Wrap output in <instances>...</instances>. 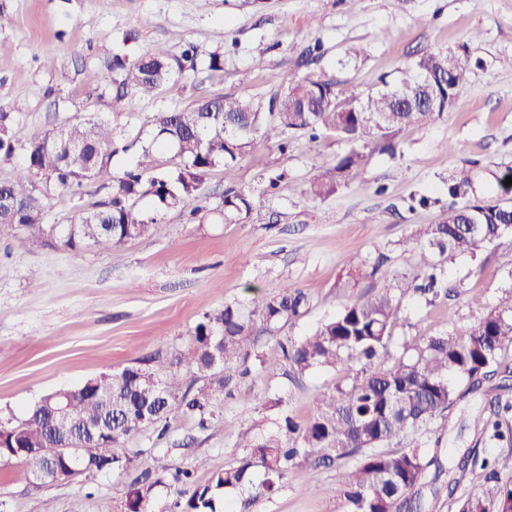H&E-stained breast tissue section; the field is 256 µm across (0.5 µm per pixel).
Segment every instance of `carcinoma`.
<instances>
[{
	"label": "carcinoma",
	"instance_id": "cac0c4a2",
	"mask_svg": "<svg viewBox=\"0 0 512 512\" xmlns=\"http://www.w3.org/2000/svg\"><path fill=\"white\" fill-rule=\"evenodd\" d=\"M466 53L465 44L448 55L425 53L394 85L342 100L336 96V83L322 74L272 95L265 106L215 95L189 109L158 112L140 141L136 163L113 178L107 199L62 226L44 222V200L58 189H81L129 146L93 114L41 135L29 136L18 125L0 137V157L8 159L18 151L25 156L21 171L0 182V233L22 230L40 241L59 235L66 247L80 251L159 235L165 229L160 214L172 208L186 211L192 222L201 223L216 211L224 222L237 223L265 207V194L226 191L220 206L211 209L204 193L209 172L241 160L259 139L279 141L284 152L285 135L298 131L312 140L332 134L348 144L336 165L314 168L309 179L313 195H331L357 178L369 145L392 152V133L457 106L467 84ZM110 69V107L121 112L130 96L149 95L195 70V50L189 47L177 56L157 45L130 65L114 57ZM424 75L442 80L440 104L433 112L421 104L427 94L421 85ZM159 153L168 155L163 168L156 158ZM470 184V171L460 168L459 180L448 185V205L441 207L438 222L421 224L415 231L427 283L401 281L362 296L284 349L288 363L301 375L341 368L352 372L351 381L320 394L317 414L307 423L283 413L274 428L245 444L249 458L213 471L185 502H176L179 512H220V494L227 489L244 488L258 500L275 492L297 463L345 458L353 463L340 473L343 512H434L423 488L438 480L443 464L438 452L425 448L423 435L435 424L447 426L452 409L486 382L492 383L494 395L489 414L474 418V431L481 439L512 443L507 419L512 402L503 398L512 391V365L502 360V352L512 347V292L464 336L441 333L405 342L399 355L393 342L400 297L410 291L438 296L437 272L446 254H472L481 244L512 234L503 210L485 201L459 203ZM144 199L151 208L141 205ZM308 308V295L288 286L252 305L228 302L204 314L175 355L137 359L120 376L115 371L99 375L97 398L84 385L73 390L77 424L70 429L58 427L52 415L56 394L41 398L23 420L0 427V459L18 458L28 473L40 474L39 481L53 482L51 462L26 456L20 449L52 448L67 433L80 441L88 459H106L113 471L122 473L133 463L125 439L146 427L143 414L151 415L153 425L165 424L178 413L206 428L220 416L218 402L224 391L251 372L249 361L259 358L260 336L275 334ZM142 373L163 380V398L137 381ZM84 422L110 423L112 434L84 435ZM454 470L458 477L448 481V500L458 512H512V478L502 477L496 464L479 461L469 451L455 460ZM162 484L164 475L158 471L142 472L127 493L126 512H152L153 490ZM463 485L469 493L456 495Z\"/></svg>",
	"mask_w": 512,
	"mask_h": 512
}]
</instances>
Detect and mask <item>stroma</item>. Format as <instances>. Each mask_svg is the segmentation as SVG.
<instances>
[{
	"mask_svg": "<svg viewBox=\"0 0 512 512\" xmlns=\"http://www.w3.org/2000/svg\"><path fill=\"white\" fill-rule=\"evenodd\" d=\"M9 24L0 28V113L6 126L23 123L40 134L87 114L112 122L126 143L145 136L158 112L192 107L216 94L267 102L308 75L323 73L337 93L368 94L396 81L419 54L467 44L470 67L457 108L419 127L393 134L395 155L367 148L356 180L314 197L307 177L333 166L347 145L330 136L300 134L280 152L260 142L238 164L217 166L204 191L218 205L225 190L265 193L266 211L237 224L211 215L189 223L180 209L165 212L164 235L131 239L108 249L74 251L62 242L0 234V423H17L43 396L73 390L88 379L156 354L181 350L204 314L225 303H248L284 286L303 289L308 313L262 339L259 362L221 404L223 419L208 430L171 416L166 433L146 428L126 441L133 471L84 474L37 484L16 459L0 460V512H124L137 472L158 465L185 468L195 483L239 465L244 437L271 429L279 417L264 398L285 394L296 421L308 422L319 395L351 377L343 369L297 374L282 347L364 294L403 280L423 279L412 234L436 219L454 169L469 164L474 194L512 204V0H0ZM171 54L194 46L198 71L133 98L123 113L109 106L113 56L134 62L154 45ZM320 46L317 63L302 53ZM224 69L210 71L211 54ZM134 159L118 153L98 178L46 203L45 221L68 224L105 199L112 179ZM279 176L277 188L268 179ZM432 205L412 207L415 197ZM368 271L350 284L346 258ZM449 290L434 302L402 298L395 341L442 332L462 334L512 290V235L481 244L474 254L441 265ZM485 405L469 395L447 427L427 434L441 454L476 449L512 474V447L477 440L472 421ZM340 466H295L282 487L251 502L227 496L235 512H342Z\"/></svg>",
	"mask_w": 512,
	"mask_h": 512,
	"instance_id": "1",
	"label": "stroma"
}]
</instances>
